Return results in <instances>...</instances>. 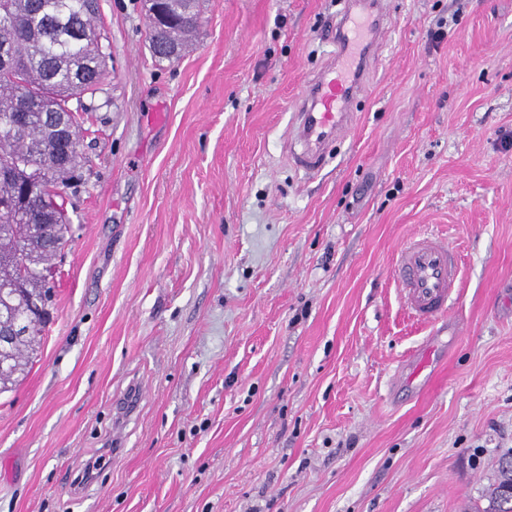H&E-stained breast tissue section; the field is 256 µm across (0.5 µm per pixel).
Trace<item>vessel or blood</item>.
Returning a JSON list of instances; mask_svg holds the SVG:
<instances>
[{
    "mask_svg": "<svg viewBox=\"0 0 512 512\" xmlns=\"http://www.w3.org/2000/svg\"><path fill=\"white\" fill-rule=\"evenodd\" d=\"M389 13L383 0H350L336 23V52L307 83L294 107L289 157L315 176L331 148L353 125L368 61L380 47ZM393 276L410 314L433 324L447 316L459 286L458 256L447 241L423 234L398 253Z\"/></svg>",
    "mask_w": 512,
    "mask_h": 512,
    "instance_id": "obj_1",
    "label": "vessel or blood"
}]
</instances>
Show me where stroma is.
I'll return each instance as SVG.
<instances>
[{
	"label": "stroma",
	"mask_w": 512,
	"mask_h": 512,
	"mask_svg": "<svg viewBox=\"0 0 512 512\" xmlns=\"http://www.w3.org/2000/svg\"><path fill=\"white\" fill-rule=\"evenodd\" d=\"M389 2L357 123L310 178L292 106L336 0H209L173 63L143 0H99L53 321L0 393V512L486 507L512 453V0ZM427 232L461 282L424 326L391 269Z\"/></svg>",
	"instance_id": "1"
}]
</instances>
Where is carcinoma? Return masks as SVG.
<instances>
[{"instance_id":"obj_1","label":"carcinoma","mask_w":512,"mask_h":512,"mask_svg":"<svg viewBox=\"0 0 512 512\" xmlns=\"http://www.w3.org/2000/svg\"><path fill=\"white\" fill-rule=\"evenodd\" d=\"M204 0H151L145 8L154 56L175 61L193 44ZM98 0H0V51H11L13 72L0 73V328L29 330L0 346V392L20 381L50 321L56 267L70 232L44 201L65 186L80 162L84 104L105 74L106 54L94 28ZM27 112L15 119L19 85ZM42 304L32 317L30 303ZM484 512H512V457L499 465Z\"/></svg>"}]
</instances>
